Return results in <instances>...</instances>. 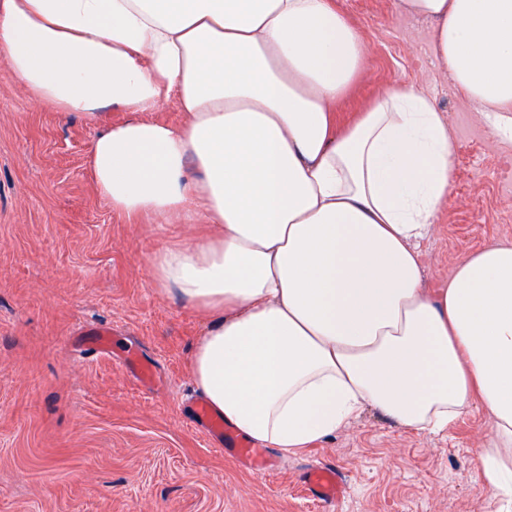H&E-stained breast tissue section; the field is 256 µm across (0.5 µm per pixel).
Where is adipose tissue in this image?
Listing matches in <instances>:
<instances>
[{"label":"adipose tissue","instance_id":"obj_1","mask_svg":"<svg viewBox=\"0 0 512 512\" xmlns=\"http://www.w3.org/2000/svg\"><path fill=\"white\" fill-rule=\"evenodd\" d=\"M492 136L512 142V0H395ZM0 55L38 104L97 121L113 213L206 224L152 257L209 322L192 378L241 435L296 454L370 408L448 431L474 402L480 463L512 512V243L423 285L454 141L417 86L353 112L368 42L336 0H0ZM183 122L150 120L167 103Z\"/></svg>","mask_w":512,"mask_h":512}]
</instances>
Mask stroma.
<instances>
[{
  "instance_id": "stroma-1",
  "label": "stroma",
  "mask_w": 512,
  "mask_h": 512,
  "mask_svg": "<svg viewBox=\"0 0 512 512\" xmlns=\"http://www.w3.org/2000/svg\"><path fill=\"white\" fill-rule=\"evenodd\" d=\"M369 45L366 97L415 85L444 112L453 182L422 245L424 285L441 287L479 247L512 242V143L494 139L431 54L429 25L393 0H340ZM97 122L33 101L0 56V512H493L479 453L482 405L452 429H397L368 410L306 452L278 454L254 476L212 447L189 417L190 361L205 320L152 281L151 257L204 235L196 224H143L112 213L90 171ZM110 328L136 346L151 383L86 352L79 334ZM333 465L347 479L335 504L300 476Z\"/></svg>"
}]
</instances>
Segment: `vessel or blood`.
Listing matches in <instances>:
<instances>
[{
  "label": "vessel or blood",
  "mask_w": 512,
  "mask_h": 512,
  "mask_svg": "<svg viewBox=\"0 0 512 512\" xmlns=\"http://www.w3.org/2000/svg\"><path fill=\"white\" fill-rule=\"evenodd\" d=\"M187 406L192 421L200 426L226 455L242 462L258 474L267 473L271 469L268 451L237 434L231 426L225 424L223 416L216 414L204 399L191 398ZM301 481L314 499L326 504L338 502L343 497L347 484L340 470L326 465L304 471Z\"/></svg>",
  "instance_id": "vessel-or-blood-1"
}]
</instances>
